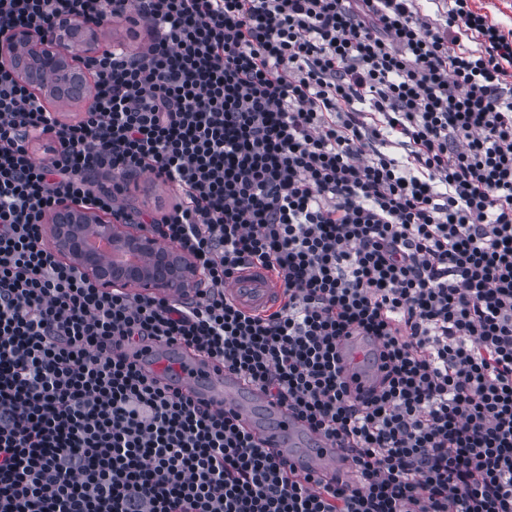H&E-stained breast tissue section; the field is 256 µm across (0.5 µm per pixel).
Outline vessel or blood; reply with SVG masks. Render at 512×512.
Instances as JSON below:
<instances>
[{
  "instance_id": "b4317fda",
  "label": "vessel or blood",
  "mask_w": 512,
  "mask_h": 512,
  "mask_svg": "<svg viewBox=\"0 0 512 512\" xmlns=\"http://www.w3.org/2000/svg\"><path fill=\"white\" fill-rule=\"evenodd\" d=\"M226 293L249 309L272 311L280 303L279 282L258 267L246 269L232 279ZM377 350V344L359 336L343 337L338 345L348 376L357 377L367 388L379 384ZM145 357L159 380L195 402L221 408L235 417L266 448L286 458L298 475L322 480L352 477L354 468L346 452L315 434L292 412L270 403L259 389L225 370L222 364L179 343L151 347Z\"/></svg>"
}]
</instances>
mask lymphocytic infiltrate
<instances>
[{"label": "lymphocytic infiltrate", "instance_id": "f902f5d3", "mask_svg": "<svg viewBox=\"0 0 512 512\" xmlns=\"http://www.w3.org/2000/svg\"><path fill=\"white\" fill-rule=\"evenodd\" d=\"M62 16L150 39L87 59L71 118L0 69V512H512V29L472 0H0V31ZM144 173L174 203L128 208ZM64 202L152 226L199 288H100L46 239ZM255 262L283 288L265 315L224 295ZM353 334L383 349L365 397ZM156 342L292 410L355 480L295 476L161 384Z\"/></svg>", "mask_w": 512, "mask_h": 512}]
</instances>
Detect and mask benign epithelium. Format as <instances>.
<instances>
[{
	"instance_id": "7a95c632",
	"label": "benign epithelium",
	"mask_w": 512,
	"mask_h": 512,
	"mask_svg": "<svg viewBox=\"0 0 512 512\" xmlns=\"http://www.w3.org/2000/svg\"><path fill=\"white\" fill-rule=\"evenodd\" d=\"M101 26L59 20L51 32L14 29L0 35V67L39 97L58 107L92 102L91 84L83 59L97 50ZM47 235L58 254L103 288L131 289L143 294L185 296L199 284V272L180 250L165 246L157 232L128 224L116 214L62 203L44 218ZM95 234L116 250L139 253L147 262L138 266H111L84 248Z\"/></svg>"
}]
</instances>
